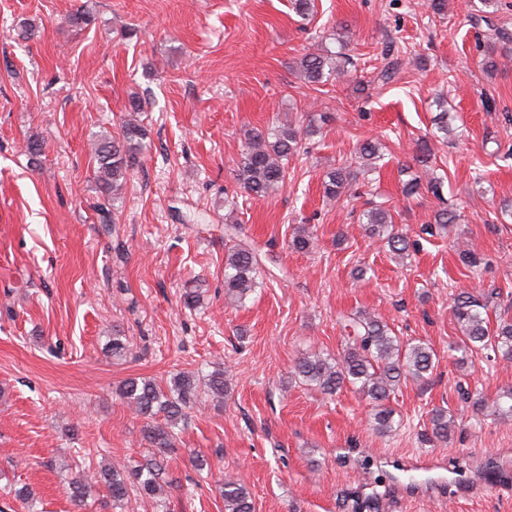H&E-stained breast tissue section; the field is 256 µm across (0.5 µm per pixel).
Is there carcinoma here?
Listing matches in <instances>:
<instances>
[{"label":"carcinoma","mask_w":512,"mask_h":512,"mask_svg":"<svg viewBox=\"0 0 512 512\" xmlns=\"http://www.w3.org/2000/svg\"><path fill=\"white\" fill-rule=\"evenodd\" d=\"M497 43L502 45L501 57L512 54V34L496 30ZM495 43V44H497ZM495 44L489 45L485 67L498 66L494 58ZM350 57L324 45L304 54L298 62L303 79L310 84L322 83L328 78L345 79L352 75ZM146 102L138 96L131 98L127 115L120 125L118 137L102 136L92 141L95 159L94 176L100 192L109 205H100V211L110 214V208L122 198L127 181L135 170L142 140L146 136L138 114ZM317 133L311 123L306 127L276 123L264 130L248 133L238 164V181L245 192L255 198H265L284 187L288 180V162L299 155L303 139ZM431 151L428 142L420 143L421 172L403 183V193L412 196L424 187L434 196L442 197L444 182L430 173L427 165ZM383 154L375 140L364 141L356 152L355 162L373 171ZM356 178L351 165L345 163L326 172L322 186L323 195L332 202L349 191H357ZM365 230L369 237L382 243L397 258L404 260L415 248L408 233L395 223L390 208L377 205L366 211ZM314 246L313 232L301 226L293 232L288 247L305 251ZM461 265L472 273L481 269L482 258L474 250L457 248ZM262 264L256 249L242 244L225 246L224 296L227 303L238 307L255 290L262 278ZM487 298L471 292H461L453 299L450 314L458 326L460 336L449 344L448 351L456 354L463 364L481 350H492L495 355L512 361V318L499 315L490 322ZM345 344L336 355L311 354L298 359L293 367L295 377L322 394L332 397L343 388L351 386L372 405V428L381 435L393 431L395 411L389 405L390 396L399 385L409 379L422 381L435 367V353L421 341H403L391 334L390 329L378 318L361 314L346 319ZM204 385L208 395L216 400L228 391L226 371L217 369L201 379L193 373H180L172 378L170 386L163 388L155 380L130 378L117 390V394L134 413L144 420L143 434L151 448L136 461L128 473L104 467L74 466L66 481V493L73 505L83 509L96 500L100 490L115 507L122 506L130 494L150 499L162 510L164 493L162 475L165 461L174 448V428L186 410L198 400L197 389ZM493 407L502 418H512V390L495 398ZM163 421H158V418ZM431 434L440 442L450 437L455 427L454 417L442 408L434 409L429 416ZM218 495L224 500V512H254L253 499L248 489L239 481L224 476L215 484ZM7 495L21 504L28 512L33 510V495L27 486L14 487Z\"/></svg>","instance_id":"carcinoma-1"}]
</instances>
